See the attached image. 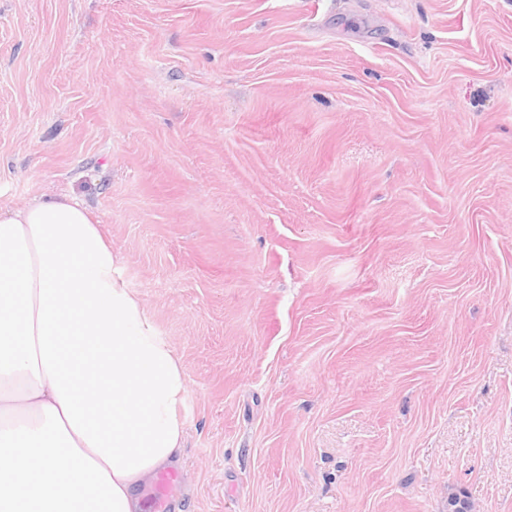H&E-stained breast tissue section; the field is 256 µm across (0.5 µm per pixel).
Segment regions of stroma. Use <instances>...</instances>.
I'll return each instance as SVG.
<instances>
[{
	"label": "stroma",
	"mask_w": 512,
	"mask_h": 512,
	"mask_svg": "<svg viewBox=\"0 0 512 512\" xmlns=\"http://www.w3.org/2000/svg\"><path fill=\"white\" fill-rule=\"evenodd\" d=\"M60 194L184 369L170 512H512V0H0V207Z\"/></svg>",
	"instance_id": "35a3bbf8"
}]
</instances>
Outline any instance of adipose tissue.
<instances>
[{
    "instance_id": "adipose-tissue-1",
    "label": "adipose tissue",
    "mask_w": 512,
    "mask_h": 512,
    "mask_svg": "<svg viewBox=\"0 0 512 512\" xmlns=\"http://www.w3.org/2000/svg\"><path fill=\"white\" fill-rule=\"evenodd\" d=\"M186 379L90 209H0V512H140Z\"/></svg>"
}]
</instances>
